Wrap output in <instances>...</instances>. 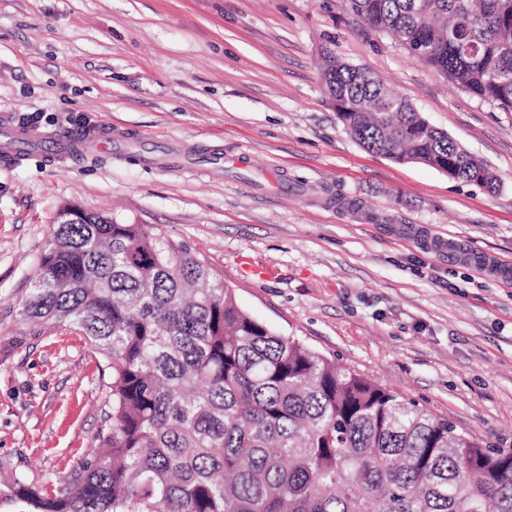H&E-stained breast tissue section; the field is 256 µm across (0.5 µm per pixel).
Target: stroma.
I'll return each mask as SVG.
<instances>
[{
  "label": "stroma",
  "mask_w": 512,
  "mask_h": 512,
  "mask_svg": "<svg viewBox=\"0 0 512 512\" xmlns=\"http://www.w3.org/2000/svg\"><path fill=\"white\" fill-rule=\"evenodd\" d=\"M367 69L498 189L366 152L323 50ZM0 488L65 474L109 411L84 337L24 320L58 211L182 244L255 318L512 448V112L458 89L344 0H0ZM111 129V145L99 140ZM88 145L61 158L64 139Z\"/></svg>",
  "instance_id": "1"
}]
</instances>
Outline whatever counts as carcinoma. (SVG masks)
Instances as JSON below:
<instances>
[{"label":"carcinoma","mask_w":512,"mask_h":512,"mask_svg":"<svg viewBox=\"0 0 512 512\" xmlns=\"http://www.w3.org/2000/svg\"><path fill=\"white\" fill-rule=\"evenodd\" d=\"M348 4L512 112V0ZM321 76L366 151L496 190L376 74L328 52ZM22 315L81 332L112 372V413L65 475L0 492L14 512H512V451L276 333L144 224L60 213Z\"/></svg>","instance_id":"1"}]
</instances>
